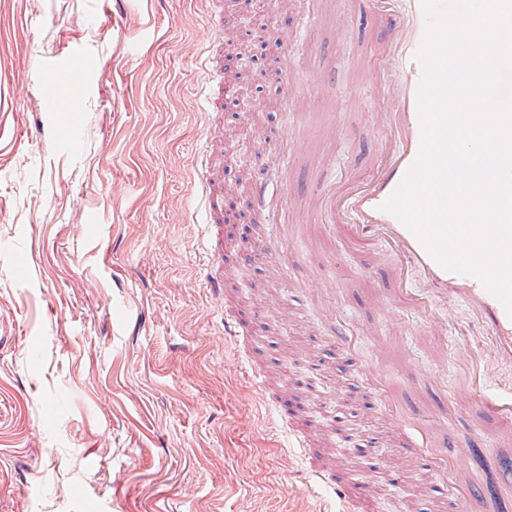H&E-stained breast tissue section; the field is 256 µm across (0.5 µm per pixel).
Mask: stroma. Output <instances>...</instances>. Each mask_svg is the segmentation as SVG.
Returning a JSON list of instances; mask_svg holds the SVG:
<instances>
[{
	"label": "stroma",
	"instance_id": "obj_1",
	"mask_svg": "<svg viewBox=\"0 0 512 512\" xmlns=\"http://www.w3.org/2000/svg\"><path fill=\"white\" fill-rule=\"evenodd\" d=\"M396 0H0V512H320L276 408L251 385L267 373L320 446L337 424L373 437L331 467L367 478L363 512H457L434 475L398 454L364 378L383 373L404 405L462 433L475 327L463 296L405 303L382 242L321 228L319 198L365 183L388 154L377 118L391 83L386 8ZM251 48L236 97L207 138L196 59L229 34ZM66 97H58L56 88ZM260 140L252 169L284 166L265 220L251 219L225 130ZM74 141L66 143L63 133ZM210 142L216 188L238 200L236 242L277 237L310 271L295 302L272 264L231 250L223 299L203 286L196 154ZM254 322L247 350L224 338L226 311ZM358 336L353 373L326 355L331 318ZM314 376L315 404L295 397ZM512 441L489 430L483 465L457 449L456 478L488 479Z\"/></svg>",
	"mask_w": 512,
	"mask_h": 512
}]
</instances>
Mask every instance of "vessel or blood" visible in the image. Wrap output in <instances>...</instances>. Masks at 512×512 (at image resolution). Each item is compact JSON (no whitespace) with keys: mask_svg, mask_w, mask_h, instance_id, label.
Segmentation results:
<instances>
[{"mask_svg":"<svg viewBox=\"0 0 512 512\" xmlns=\"http://www.w3.org/2000/svg\"><path fill=\"white\" fill-rule=\"evenodd\" d=\"M386 24L398 37L393 55L399 78L389 89L393 106L383 112L382 128L386 135L395 136L398 145L388 160L377 168L365 189L349 192L339 200L330 202L329 207L353 215L354 222L348 227L353 239H384L395 256L397 269L414 268L423 272L431 289L443 296L467 295L473 301L483 327L494 337L498 355L512 360V315L508 314L505 306L475 277L444 270L411 230L382 209L383 203L393 194L417 158L422 143L417 104L422 70L414 59L426 28L422 0H402L399 9L387 12ZM199 72L205 99L213 101L224 86V71L214 53H207L199 64ZM281 178V173L274 170L256 174L252 195L256 217H264L267 213L269 187ZM211 180L210 162L201 160L198 185L209 234L204 286L213 296L220 298L224 295V203L214 191ZM372 381L373 391L387 397L385 409L388 415L397 419L403 455L420 460L434 475L444 476L455 465L457 448L465 446L471 448L473 453H480V442L468 434L457 435L448 441L431 438L422 414L401 411L399 402L390 397L388 382L382 374H373ZM474 398L482 420L493 422L502 435L512 434V384H502L491 372H484L474 390ZM288 443L301 449L304 460L310 463L309 476L314 478L317 485L329 488L337 495L343 512H356L360 493L327 468L312 465L311 460L317 450L311 438L301 430L292 428L288 431ZM452 496L460 512H497L496 486L481 489L477 484L465 482L453 487Z\"/></svg>","mask_w":512,"mask_h":512,"instance_id":"vessel-or-blood-1","label":"vessel or blood"}]
</instances>
